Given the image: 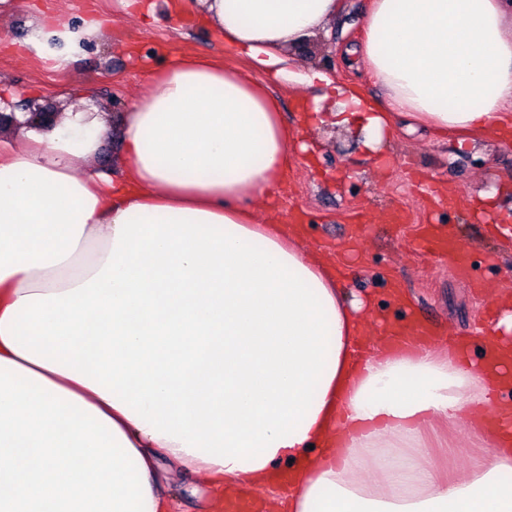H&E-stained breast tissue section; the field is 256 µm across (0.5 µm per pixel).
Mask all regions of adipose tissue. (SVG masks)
I'll return each mask as SVG.
<instances>
[{"instance_id": "adipose-tissue-1", "label": "adipose tissue", "mask_w": 512, "mask_h": 512, "mask_svg": "<svg viewBox=\"0 0 512 512\" xmlns=\"http://www.w3.org/2000/svg\"><path fill=\"white\" fill-rule=\"evenodd\" d=\"M227 46L313 88L309 120L379 151L397 124L459 141L512 130V0H371L357 52L386 91L294 65L341 0H198ZM109 36L41 14L25 49L71 69ZM0 137V512H175L163 465L278 512H512L498 375L413 334L364 340L350 294L250 206L288 170L279 99L186 55L131 100L115 168L106 113H17ZM472 441L456 470L458 437Z\"/></svg>"}]
</instances>
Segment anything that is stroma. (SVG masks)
Instances as JSON below:
<instances>
[{"label": "stroma", "instance_id": "obj_1", "mask_svg": "<svg viewBox=\"0 0 512 512\" xmlns=\"http://www.w3.org/2000/svg\"><path fill=\"white\" fill-rule=\"evenodd\" d=\"M0 13V89L15 101L62 111L75 102L98 108L119 126L129 101L146 85L152 70L170 59L194 54L253 72L249 61L225 46L210 27L188 16L121 12L115 0H14ZM348 16L336 21L331 36H317L294 49L303 64L329 71L344 82L361 83L374 97L383 91L364 67L349 65L348 44L359 41L358 21L369 0H351ZM51 9L72 18L95 9L112 18L109 41L92 45L73 69L52 72L23 51L20 40L38 11ZM308 153L293 152L281 192L254 207L270 224H287L296 210L305 221L300 234L310 252L328 264L347 268V290L359 297L376 294L366 318L369 335L381 322L399 326L410 319L427 323L438 344L455 337L481 338L489 326L486 308L512 292V143L491 137L464 143L436 142L396 129L389 150L369 154L353 129L333 124L301 132ZM440 187L455 207L438 205L428 194ZM497 188L490 216H478L472 204L478 192ZM403 210L407 220L390 224L387 214ZM451 228L469 253L470 281H463L451 261H436L415 250L421 225Z\"/></svg>", "mask_w": 512, "mask_h": 512}]
</instances>
